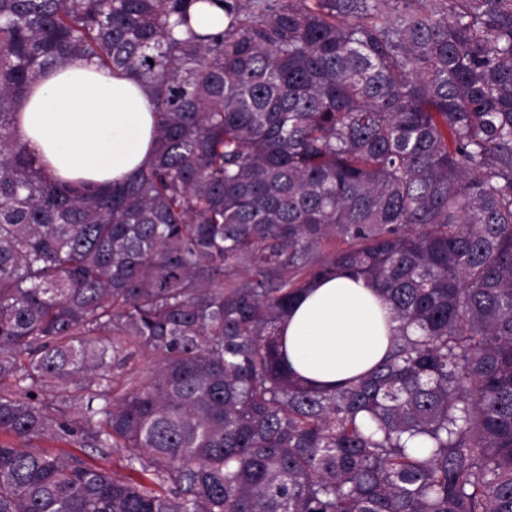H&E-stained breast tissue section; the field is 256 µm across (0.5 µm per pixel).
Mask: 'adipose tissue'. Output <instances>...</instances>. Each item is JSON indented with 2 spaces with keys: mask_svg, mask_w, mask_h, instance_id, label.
Instances as JSON below:
<instances>
[{
  "mask_svg": "<svg viewBox=\"0 0 512 512\" xmlns=\"http://www.w3.org/2000/svg\"><path fill=\"white\" fill-rule=\"evenodd\" d=\"M18 112L19 135L55 178L119 181L153 160V106L135 76L75 61L46 75ZM397 326L376 288L342 270L315 280L279 331L289 370L331 388L371 370Z\"/></svg>",
  "mask_w": 512,
  "mask_h": 512,
  "instance_id": "adipose-tissue-1",
  "label": "adipose tissue"
}]
</instances>
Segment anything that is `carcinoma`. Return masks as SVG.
Here are the masks:
<instances>
[{
    "instance_id": "obj_1",
    "label": "carcinoma",
    "mask_w": 512,
    "mask_h": 512,
    "mask_svg": "<svg viewBox=\"0 0 512 512\" xmlns=\"http://www.w3.org/2000/svg\"><path fill=\"white\" fill-rule=\"evenodd\" d=\"M77 59L152 98L119 182L16 132ZM340 269L399 326L320 390L278 324ZM0 512H512V0H0ZM191 24L195 29L203 32L224 28V11L214 6H206L205 10L194 6L191 11ZM153 366V362L147 355L138 354L132 358L123 368L116 371V384L123 385L130 377L145 375ZM42 446L52 449L56 452L72 453L83 456L92 464L108 468L116 475H127L128 471L124 467L123 453L119 452L107 458H99L90 448H79L78 445L68 444L66 442L44 441Z\"/></svg>"
}]
</instances>
